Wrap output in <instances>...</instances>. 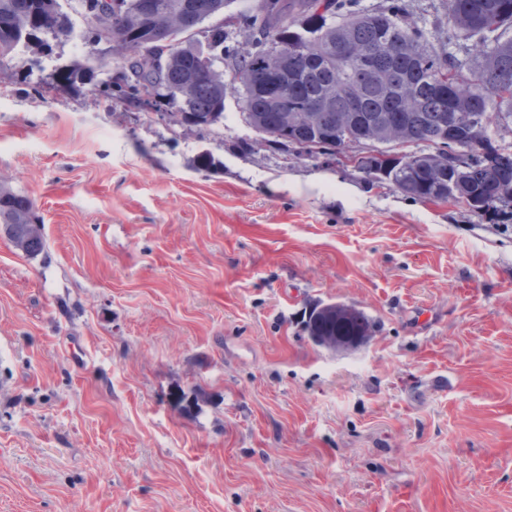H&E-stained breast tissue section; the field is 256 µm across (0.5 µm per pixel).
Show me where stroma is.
I'll list each match as a JSON object with an SVG mask.
<instances>
[{"instance_id": "stroma-1", "label": "stroma", "mask_w": 512, "mask_h": 512, "mask_svg": "<svg viewBox=\"0 0 512 512\" xmlns=\"http://www.w3.org/2000/svg\"><path fill=\"white\" fill-rule=\"evenodd\" d=\"M71 33L0 63V512H512V223L105 100ZM81 62L92 80L37 82ZM354 306L366 343L305 327ZM85 76L86 72L83 67L80 64L75 63L71 68L59 72L51 81L39 83L33 89L40 97L45 98L52 92H64L67 89L74 87L77 81H82ZM0 231L8 238L5 224H35L29 227L20 238L16 250L26 256H37L46 249L44 224L37 214L32 199L26 194L14 190L0 180ZM319 310L325 313V317L317 319L312 326L311 321L314 311L309 318L307 327L309 336L316 345L333 349H349L358 347L368 338L361 331L346 332L340 328L347 322L348 318L358 314L355 308L333 303L324 305Z\"/></svg>"}]
</instances>
